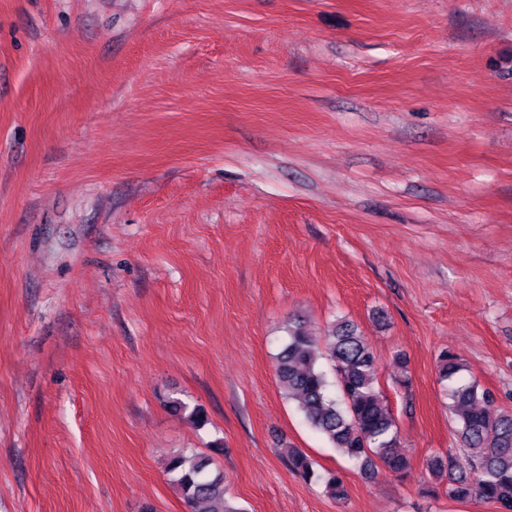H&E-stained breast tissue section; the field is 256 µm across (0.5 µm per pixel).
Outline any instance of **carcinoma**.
Here are the masks:
<instances>
[{
    "mask_svg": "<svg viewBox=\"0 0 512 512\" xmlns=\"http://www.w3.org/2000/svg\"><path fill=\"white\" fill-rule=\"evenodd\" d=\"M324 355L335 374L332 382L319 365ZM437 370L440 381L448 382L461 452L426 460L433 483L422 494L432 497L444 485L455 501L512 512V413L493 410V395L477 379L463 377L456 353L442 351ZM378 371L371 344L353 322L338 320L324 335L315 336L306 320H288L287 339L275 365L284 395L365 476L374 477L380 468L402 476L410 460L399 447L396 420L379 388ZM165 407L196 426L206 422L201 408L191 409L179 398H168ZM223 453L224 445L216 443L208 453H178L169 459L167 473L190 512H244L225 498L224 477L215 463V456ZM286 457L291 471L322 485L330 498L347 499L338 474L319 473L312 459L296 448L288 449Z\"/></svg>",
    "mask_w": 512,
    "mask_h": 512,
    "instance_id": "carcinoma-1",
    "label": "carcinoma"
}]
</instances>
